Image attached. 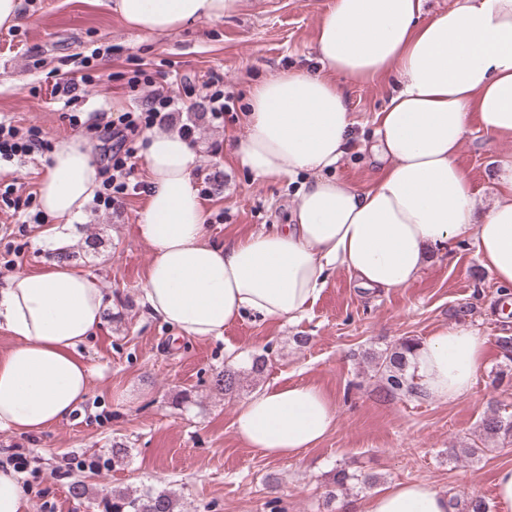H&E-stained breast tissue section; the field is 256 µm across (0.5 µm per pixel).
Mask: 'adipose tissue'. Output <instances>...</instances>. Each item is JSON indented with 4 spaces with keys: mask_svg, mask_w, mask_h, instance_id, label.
I'll use <instances>...</instances> for the list:
<instances>
[{
    "mask_svg": "<svg viewBox=\"0 0 512 512\" xmlns=\"http://www.w3.org/2000/svg\"><path fill=\"white\" fill-rule=\"evenodd\" d=\"M242 0H115L123 21L152 35L237 13ZM314 73H281L253 87L249 133L233 160L259 178L299 180L289 223L225 246L208 242V214L194 185L198 154L176 131L153 128L143 155L150 190L137 226L152 249L142 288L153 315L193 339L219 338L247 315L295 321L327 278L345 269L358 287H407L436 247L471 241L476 258L512 285V159L498 173L500 196L482 208L459 148L479 124L512 138V0H454L429 15L424 0H333L318 24ZM392 78L370 150L380 163L360 190L333 171L354 122L337 77ZM101 182L79 138L53 148L38 189L60 244ZM106 298L94 278L63 264L18 273L0 289V328L19 340L0 359V430L42 432L86 401L91 367L78 347L102 325ZM488 344L466 325L420 341L408 372L419 391L443 401L468 397ZM336 408L319 388L266 387L242 403L234 429L272 458L317 446ZM359 512H452L427 481L396 482L368 495Z\"/></svg>",
    "mask_w": 512,
    "mask_h": 512,
    "instance_id": "obj_1",
    "label": "adipose tissue"
}]
</instances>
